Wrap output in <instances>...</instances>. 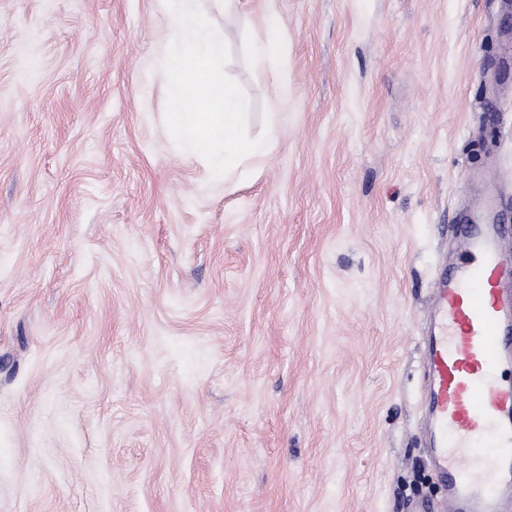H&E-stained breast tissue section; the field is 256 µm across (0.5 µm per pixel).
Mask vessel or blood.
I'll use <instances>...</instances> for the list:
<instances>
[{
  "label": "vessel or blood",
  "mask_w": 512,
  "mask_h": 512,
  "mask_svg": "<svg viewBox=\"0 0 512 512\" xmlns=\"http://www.w3.org/2000/svg\"><path fill=\"white\" fill-rule=\"evenodd\" d=\"M460 263L434 292L425 350L434 474L442 512H502L512 495V380L503 351L512 343V263L500 214L462 229Z\"/></svg>",
  "instance_id": "obj_1"
}]
</instances>
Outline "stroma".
<instances>
[{"label": "stroma", "mask_w": 512, "mask_h": 512, "mask_svg": "<svg viewBox=\"0 0 512 512\" xmlns=\"http://www.w3.org/2000/svg\"><path fill=\"white\" fill-rule=\"evenodd\" d=\"M210 20L248 133L277 128L226 183L165 128L155 0H0V512L444 497L424 327L476 170L512 256V0H236Z\"/></svg>", "instance_id": "stroma-1"}]
</instances>
